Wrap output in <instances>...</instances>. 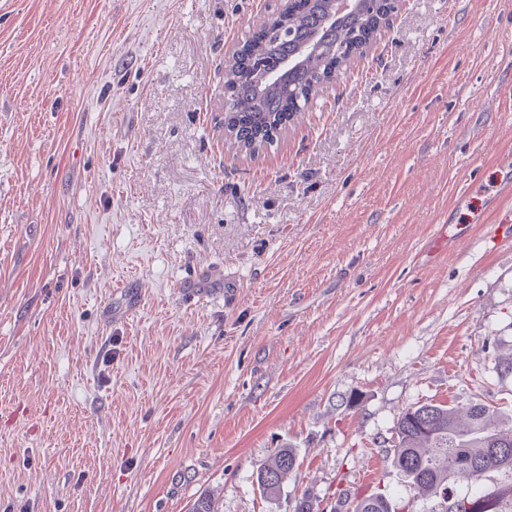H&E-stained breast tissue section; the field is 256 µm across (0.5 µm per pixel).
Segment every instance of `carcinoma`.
I'll return each mask as SVG.
<instances>
[{
    "instance_id": "carcinoma-1",
    "label": "carcinoma",
    "mask_w": 512,
    "mask_h": 512,
    "mask_svg": "<svg viewBox=\"0 0 512 512\" xmlns=\"http://www.w3.org/2000/svg\"><path fill=\"white\" fill-rule=\"evenodd\" d=\"M325 5L299 8L288 14L286 24L295 30L291 42H273L264 32L247 44L235 75L224 86L227 124L236 137L248 142L260 132L300 112L316 96L320 85L336 79L352 56L363 48L386 15L384 0L366 6L357 14L322 27ZM277 50L282 54L303 55L302 63L288 74L291 90L267 91L253 74L255 63ZM392 463L405 482L439 500L455 496L466 501L463 510L453 512H512V496L492 490L478 496L470 492L454 494L451 483L465 480L477 484V472L512 475V414L495 405L475 400L466 406L448 407L424 403L404 410L394 424ZM297 466L290 447L275 452L257 472L263 494L273 498L280 493L285 476ZM396 512L393 499L384 492L348 499L339 492L333 512Z\"/></svg>"
}]
</instances>
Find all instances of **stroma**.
Returning <instances> with one entry per match:
<instances>
[{
	"label": "stroma",
	"instance_id": "obj_1",
	"mask_svg": "<svg viewBox=\"0 0 512 512\" xmlns=\"http://www.w3.org/2000/svg\"><path fill=\"white\" fill-rule=\"evenodd\" d=\"M6 2L0 512H429L399 414L512 413V0H408L254 159L224 56L271 0ZM296 466L297 457L291 447L281 448L275 452L257 472V483L263 494L269 498L278 495L283 479ZM336 505L331 511L396 512L393 499L384 492H378L359 499L355 498L350 502L348 494L342 490L337 496Z\"/></svg>",
	"mask_w": 512,
	"mask_h": 512
}]
</instances>
